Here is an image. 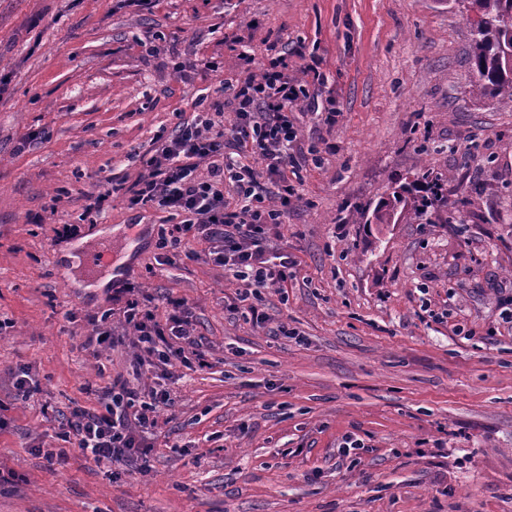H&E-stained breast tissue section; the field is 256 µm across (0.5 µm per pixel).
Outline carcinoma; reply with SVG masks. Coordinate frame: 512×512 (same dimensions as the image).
<instances>
[{
	"label": "carcinoma",
	"mask_w": 512,
	"mask_h": 512,
	"mask_svg": "<svg viewBox=\"0 0 512 512\" xmlns=\"http://www.w3.org/2000/svg\"><path fill=\"white\" fill-rule=\"evenodd\" d=\"M472 35L474 79L471 94L477 100L512 99V0H467ZM460 208L440 214L444 179L425 171L394 188L374 209L359 206L357 224H451L464 223L462 207L468 204L465 186L459 187Z\"/></svg>",
	"instance_id": "cac0c4a2"
}]
</instances>
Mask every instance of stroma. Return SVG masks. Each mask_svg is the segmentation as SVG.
<instances>
[{
	"label": "stroma",
	"instance_id": "obj_1",
	"mask_svg": "<svg viewBox=\"0 0 512 512\" xmlns=\"http://www.w3.org/2000/svg\"><path fill=\"white\" fill-rule=\"evenodd\" d=\"M471 53L454 0H0V471L20 476L0 512H512V101L471 98ZM280 55L307 90L295 149L319 158L289 177L269 247L296 275L256 325L208 244L167 262L169 213L87 195L96 176L131 187L179 117L232 118L228 87ZM424 168L447 203L471 187L466 223H355ZM57 224L105 250L95 277ZM111 275L185 299L206 367L138 364L130 334L95 350L112 290L89 282ZM116 379L176 400L147 470L75 448L48 466L71 409Z\"/></svg>",
	"mask_w": 512,
	"mask_h": 512
}]
</instances>
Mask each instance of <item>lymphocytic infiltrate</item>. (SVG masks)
<instances>
[{
	"label": "lymphocytic infiltrate",
	"mask_w": 512,
	"mask_h": 512,
	"mask_svg": "<svg viewBox=\"0 0 512 512\" xmlns=\"http://www.w3.org/2000/svg\"><path fill=\"white\" fill-rule=\"evenodd\" d=\"M306 95L288 70V60L271 59L261 74L233 87L234 120L225 123L222 111L200 112L180 122L177 132L165 139L147 163V170L130 189V206L154 207L177 216L158 239L159 249L178 248L187 239L210 243L209 258L241 282V300L253 321L265 315L258 302L264 288L287 282L297 263L285 253L270 251L268 240L282 224L295 196L287 171L304 162L294 154L297 129L292 107ZM245 148L264 164L256 171L236 157ZM207 175H198L200 163ZM232 183L238 201L228 204L225 183ZM165 319H158L152 294L133 286L116 289L112 306L91 316L98 347L108 348L116 337L110 323L118 318L131 328L145 362L169 365L199 355L189 331L190 312L180 298L167 301ZM169 391L139 392L126 382L103 388L99 407L75 410L67 422L63 441L74 442L95 463L123 465L146 457L142 433L154 428L158 406H174Z\"/></svg>",
	"instance_id": "f902f5d3"
}]
</instances>
